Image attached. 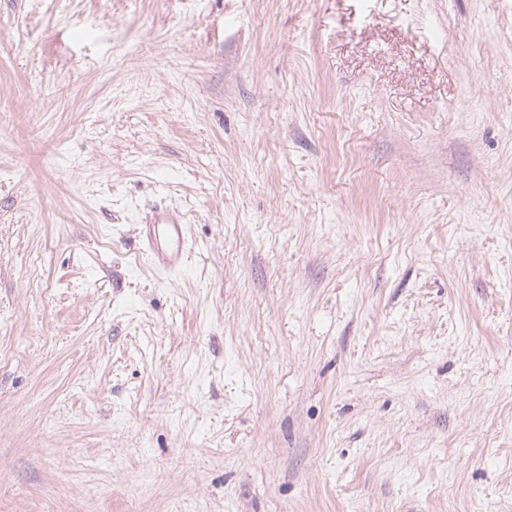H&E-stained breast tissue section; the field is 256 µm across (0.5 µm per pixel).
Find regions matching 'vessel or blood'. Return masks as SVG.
<instances>
[{
  "label": "vessel or blood",
  "instance_id": "vessel-or-blood-1",
  "mask_svg": "<svg viewBox=\"0 0 512 512\" xmlns=\"http://www.w3.org/2000/svg\"><path fill=\"white\" fill-rule=\"evenodd\" d=\"M145 242L156 268L166 272L179 270L186 250L180 212L170 208L157 212L147 228Z\"/></svg>",
  "mask_w": 512,
  "mask_h": 512
}]
</instances>
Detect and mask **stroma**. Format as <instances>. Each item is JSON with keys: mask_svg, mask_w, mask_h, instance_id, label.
<instances>
[{"mask_svg": "<svg viewBox=\"0 0 512 512\" xmlns=\"http://www.w3.org/2000/svg\"><path fill=\"white\" fill-rule=\"evenodd\" d=\"M0 512H512V0H0ZM145 242L151 259L159 270H179L186 250L185 224L179 211L166 208L153 216Z\"/></svg>", "mask_w": 512, "mask_h": 512, "instance_id": "35a3bbf8", "label": "stroma"}]
</instances>
